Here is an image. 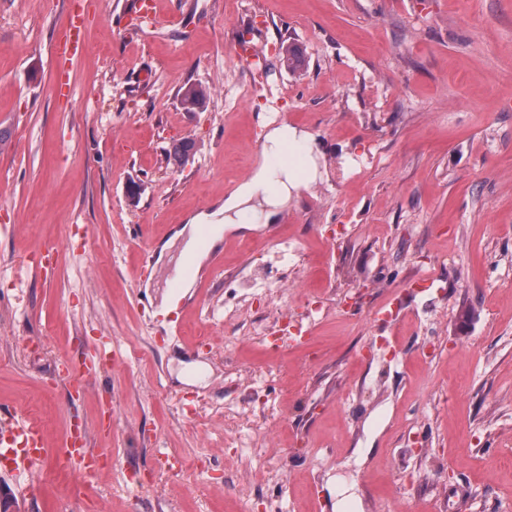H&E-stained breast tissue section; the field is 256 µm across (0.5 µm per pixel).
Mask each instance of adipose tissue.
<instances>
[{
    "mask_svg": "<svg viewBox=\"0 0 512 512\" xmlns=\"http://www.w3.org/2000/svg\"><path fill=\"white\" fill-rule=\"evenodd\" d=\"M321 154L312 135L302 127L270 122L264 126L261 161L251 177L231 196L213 209L191 216L174 229L160 247L161 257L179 252L196 263H203L209 248L198 241V228L208 225L210 246H218L229 231L243 230L248 220L271 222L291 204L300 191L322 179Z\"/></svg>",
    "mask_w": 512,
    "mask_h": 512,
    "instance_id": "1",
    "label": "adipose tissue"
}]
</instances>
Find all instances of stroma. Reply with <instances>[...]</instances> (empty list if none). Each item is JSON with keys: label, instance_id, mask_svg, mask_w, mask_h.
Listing matches in <instances>:
<instances>
[{"label": "stroma", "instance_id": "35a3bbf8", "mask_svg": "<svg viewBox=\"0 0 512 512\" xmlns=\"http://www.w3.org/2000/svg\"><path fill=\"white\" fill-rule=\"evenodd\" d=\"M84 6L68 99L50 86L69 0H0V403L57 452L81 419L107 457L30 494L0 473L14 512H512V0H153L132 36L131 0ZM256 47L265 66L243 68ZM190 83L204 111L183 109ZM270 116L315 136L322 180L225 234L163 322L157 244L249 176ZM48 243L59 264L22 270ZM257 266L292 306L324 301L302 347L252 335L276 314L249 288ZM422 273L442 291L377 330L375 308ZM103 342L117 359L98 385L55 378ZM269 363L278 418L242 457L216 409ZM208 97L209 92L202 84H188L182 90L181 105L185 111L197 112L206 106Z\"/></svg>", "mask_w": 512, "mask_h": 512}]
</instances>
